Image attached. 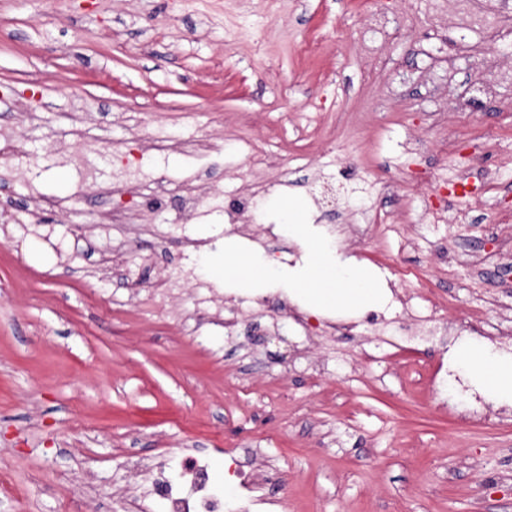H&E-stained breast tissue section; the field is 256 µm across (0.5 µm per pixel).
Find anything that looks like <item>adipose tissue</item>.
Returning a JSON list of instances; mask_svg holds the SVG:
<instances>
[{"mask_svg": "<svg viewBox=\"0 0 512 512\" xmlns=\"http://www.w3.org/2000/svg\"><path fill=\"white\" fill-rule=\"evenodd\" d=\"M288 228L298 236L303 246L301 264L283 270L228 243L222 255L214 261L215 276L223 279L231 273L253 288L287 278L289 292L313 311L322 308H375L385 301L386 293L379 288L372 271L354 258L342 257L332 250L312 233L309 225L292 221ZM454 360L491 400L512 404V356L504 355L481 341L466 339L456 347Z\"/></svg>", "mask_w": 512, "mask_h": 512, "instance_id": "ef3b65f1", "label": "adipose tissue"}]
</instances>
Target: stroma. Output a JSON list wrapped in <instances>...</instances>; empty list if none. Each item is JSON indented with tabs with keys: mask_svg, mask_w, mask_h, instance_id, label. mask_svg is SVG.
Segmentation results:
<instances>
[{
	"mask_svg": "<svg viewBox=\"0 0 512 512\" xmlns=\"http://www.w3.org/2000/svg\"><path fill=\"white\" fill-rule=\"evenodd\" d=\"M491 57L447 0H0V512H165L132 456L224 512H512V405L452 357L512 321V93L457 108ZM293 205L384 307L302 327L213 277L229 240L300 262Z\"/></svg>",
	"mask_w": 512,
	"mask_h": 512,
	"instance_id": "stroma-1",
	"label": "stroma"
}]
</instances>
